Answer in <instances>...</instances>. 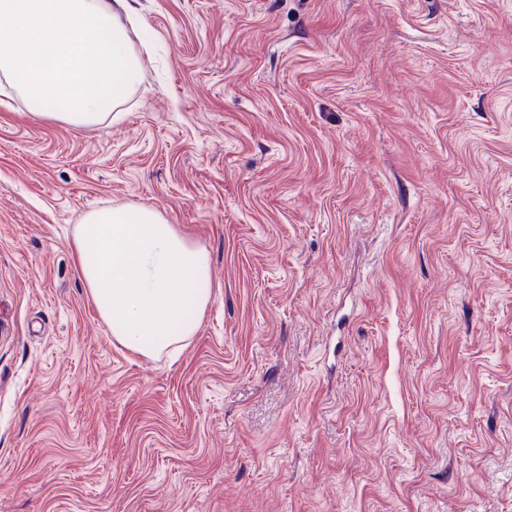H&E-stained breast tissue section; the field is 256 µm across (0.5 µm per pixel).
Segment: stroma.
Wrapping results in <instances>:
<instances>
[{
    "label": "stroma",
    "instance_id": "obj_1",
    "mask_svg": "<svg viewBox=\"0 0 512 512\" xmlns=\"http://www.w3.org/2000/svg\"><path fill=\"white\" fill-rule=\"evenodd\" d=\"M124 117L0 92V512H512V0H137ZM210 260L120 346L69 242ZM71 248L89 297L121 345L160 356L196 334L211 299L209 257L158 211H91L76 224Z\"/></svg>",
    "mask_w": 512,
    "mask_h": 512
}]
</instances>
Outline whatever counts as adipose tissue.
Masks as SVG:
<instances>
[{
  "mask_svg": "<svg viewBox=\"0 0 512 512\" xmlns=\"http://www.w3.org/2000/svg\"><path fill=\"white\" fill-rule=\"evenodd\" d=\"M135 0H0V86L34 117L76 128L104 122L137 85L129 28ZM71 248L110 335L158 356L183 345L210 299V262L153 208L102 207L76 225Z\"/></svg>",
  "mask_w": 512,
  "mask_h": 512,
  "instance_id": "1",
  "label": "adipose tissue"
}]
</instances>
